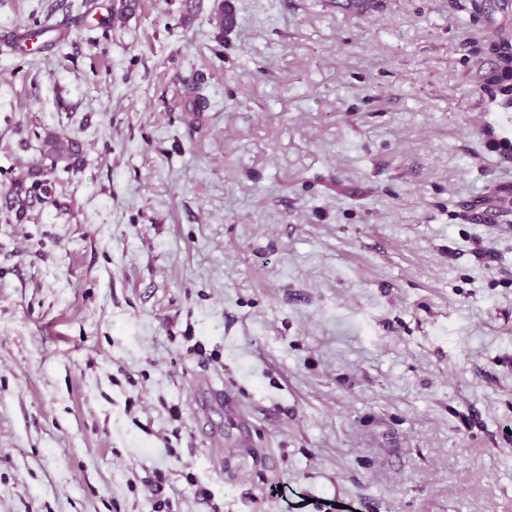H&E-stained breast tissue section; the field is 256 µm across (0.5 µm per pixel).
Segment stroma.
Here are the masks:
<instances>
[{"instance_id":"obj_1","label":"stroma","mask_w":512,"mask_h":512,"mask_svg":"<svg viewBox=\"0 0 512 512\" xmlns=\"http://www.w3.org/2000/svg\"><path fill=\"white\" fill-rule=\"evenodd\" d=\"M111 2L0 0V512H512V0ZM44 154L56 164L69 160L74 154V143L66 138L49 135L44 140ZM50 183L46 181H41L35 184L34 188H26L21 182H18L14 185V187L9 191L10 198V208L16 211L19 218L27 213V211L34 206L35 203L41 201L40 196L35 193V189L39 188L43 191V193H49Z\"/></svg>"}]
</instances>
